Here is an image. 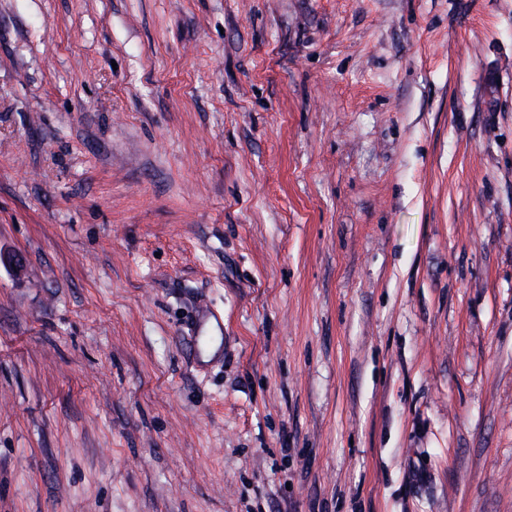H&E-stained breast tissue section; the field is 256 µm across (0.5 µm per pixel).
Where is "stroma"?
Wrapping results in <instances>:
<instances>
[{
	"mask_svg": "<svg viewBox=\"0 0 512 512\" xmlns=\"http://www.w3.org/2000/svg\"><path fill=\"white\" fill-rule=\"evenodd\" d=\"M0 512H512V0H0Z\"/></svg>",
	"mask_w": 512,
	"mask_h": 512,
	"instance_id": "stroma-1",
	"label": "stroma"
}]
</instances>
